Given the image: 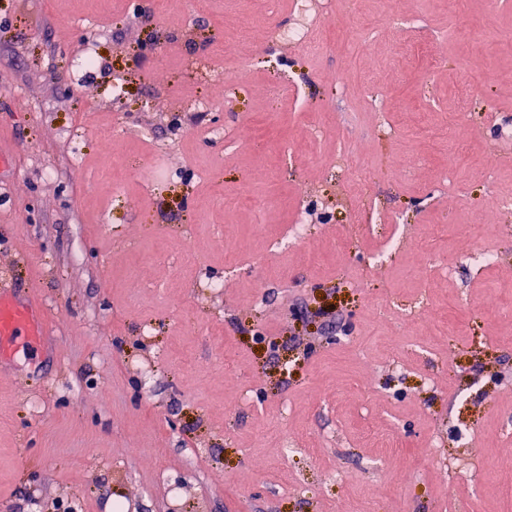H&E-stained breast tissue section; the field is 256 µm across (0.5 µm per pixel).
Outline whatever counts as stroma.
<instances>
[{
	"label": "stroma",
	"instance_id": "stroma-1",
	"mask_svg": "<svg viewBox=\"0 0 512 512\" xmlns=\"http://www.w3.org/2000/svg\"><path fill=\"white\" fill-rule=\"evenodd\" d=\"M141 2L0 0V283L47 319L39 351L0 360V512H505L512 5L335 0L345 45L325 55L269 42L318 23L291 0ZM424 36L439 69L409 51ZM228 47L268 61L215 83ZM283 71L307 111L271 101ZM245 122L254 146H229ZM342 136L375 168L366 193L330 171ZM452 138L469 149L446 183ZM299 203L304 243L268 254ZM476 246L494 262L458 263Z\"/></svg>",
	"mask_w": 512,
	"mask_h": 512
}]
</instances>
